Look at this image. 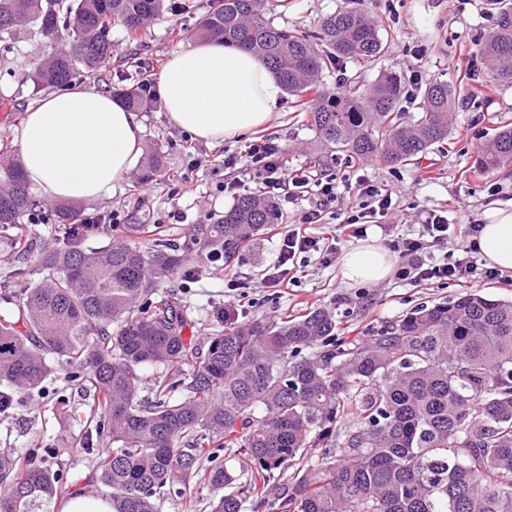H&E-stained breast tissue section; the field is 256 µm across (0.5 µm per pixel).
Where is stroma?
<instances>
[{
    "label": "stroma",
    "instance_id": "obj_1",
    "mask_svg": "<svg viewBox=\"0 0 512 512\" xmlns=\"http://www.w3.org/2000/svg\"><path fill=\"white\" fill-rule=\"evenodd\" d=\"M195 3L197 11L193 14L162 13L148 23L136 41L128 40L122 27H114L113 65L150 58L166 66L173 52L189 44L185 32L207 8V0ZM349 4L350 0H264L275 24H293L309 31L320 17ZM365 7L388 42L386 54L365 64L336 63L323 76L325 86L333 89L351 83L364 88L381 73L403 74L407 81L403 106L410 116L419 112L423 103L420 87L434 80L454 83L459 75H470V94L456 107L448 140L418 168L371 159L350 160L325 149L309 113L296 111L292 97L281 95L263 133L282 146L289 168L302 170L309 182L296 189L291 202L283 204L282 223L264 231L254 246L242 251L231 264H213L203 253L187 252L186 265L196 269L197 277L181 295L195 319L197 345H205L209 336L230 322L298 316L321 307L336 311L343 336L360 339L395 322L418 303L440 302L462 291L458 282H410L394 275L376 285L348 284L341 279L338 258L327 263L315 253L298 261L288 286H264L279 235L290 229L300 211L315 204L320 180L331 177L337 185V198L325 211L317 231L332 236L338 257L356 244L355 239H337L333 233L337 224L358 209L360 199L352 184L362 178L393 193L392 217L371 229L385 246L399 237L417 236L428 213L434 210H446L449 223L466 224L480 218L491 204H512V167L479 177L471 172L497 119L512 118V87L487 86L476 54L478 44L496 25V9L488 0H457L453 6L448 0H367ZM44 54L42 41L22 33L13 51L0 60V66L16 71L12 77L0 76V94L12 97L19 105L15 112L0 110V133L16 135L26 112L36 104L33 84L24 75ZM143 125L144 146L157 141L167 146L161 170L140 187H133L127 179L112 196L81 204L85 216L115 215L124 224L156 225L165 238L180 244L234 204V197L224 191L226 182L240 181L250 191L260 188V180L239 158L244 139L204 142L174 127L162 107L144 112ZM231 155L239 162L225 167L224 159ZM85 401L69 367L55 364L43 392L21 394L9 414L0 415V454L33 444L61 448L64 495L94 491L91 476L96 457L78 447L86 420ZM56 410L72 411L73 417L68 423H57L52 418ZM213 497L201 472L192 478L187 496L160 500L157 512H211Z\"/></svg>",
    "mask_w": 512,
    "mask_h": 512
}]
</instances>
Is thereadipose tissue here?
<instances>
[{
	"label": "adipose tissue",
	"mask_w": 512,
	"mask_h": 512,
	"mask_svg": "<svg viewBox=\"0 0 512 512\" xmlns=\"http://www.w3.org/2000/svg\"><path fill=\"white\" fill-rule=\"evenodd\" d=\"M173 126L205 142L233 140L265 125L281 88L266 63L245 49L200 40L170 56L160 78ZM143 118L108 92L72 87L46 95L17 130L24 172L42 196L87 202L110 196L135 172ZM477 248L489 266L512 270V207L482 215ZM351 283L377 284L391 273L390 252L375 237L341 258Z\"/></svg>",
	"instance_id": "1"
}]
</instances>
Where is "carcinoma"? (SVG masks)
<instances>
[{"mask_svg": "<svg viewBox=\"0 0 512 512\" xmlns=\"http://www.w3.org/2000/svg\"><path fill=\"white\" fill-rule=\"evenodd\" d=\"M167 0H0V49L17 30L40 38L48 53L28 73L36 91L69 87L112 66V27L138 37ZM203 40L242 47L266 61L288 95L308 102L318 139L351 158L418 167L448 139L466 85L435 80L422 111L402 121V84L383 73L360 92L326 89L324 71L338 61H375L387 41L365 9L322 18L313 34L274 24L262 0H210L195 31ZM487 82L512 87V7H502L494 33L478 50ZM132 81L116 90L123 104L148 110L158 99L151 62H133ZM164 157L153 144L147 181ZM512 166V121L503 118L478 152L473 173ZM281 204L247 192L215 223L200 228L209 261L249 248ZM60 224L34 265L0 279V414L19 392H41L51 361L75 368L92 399L82 447L112 445L99 455L94 482L112 512H156L164 497H183L201 460L208 483L226 493L212 512H241L242 497L283 512H512V299L468 288L436 304L421 303L363 339L338 334L334 310L292 319L229 326L197 347L194 320L173 290L184 245L157 238L85 245L80 210H47L32 194L19 161L0 162V230ZM125 238L143 224H110ZM31 284L13 301L18 279ZM165 375L153 396H139L138 370ZM330 456L305 463V448ZM237 447L252 463L249 482L223 464ZM60 449L28 447L0 455V512H53L63 486L54 468Z\"/></svg>", "mask_w": 512, "mask_h": 512, "instance_id": "carcinoma-1", "label": "carcinoma"}]
</instances>
